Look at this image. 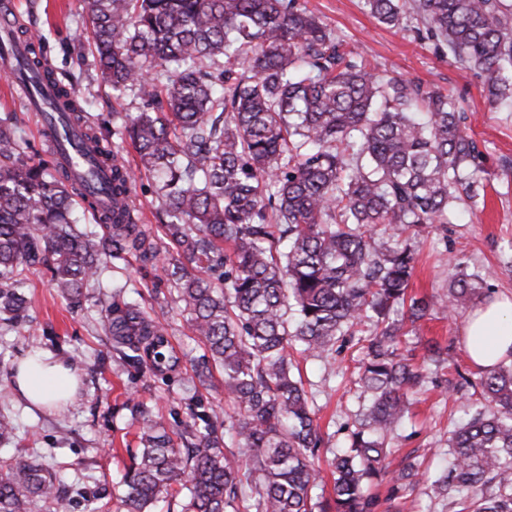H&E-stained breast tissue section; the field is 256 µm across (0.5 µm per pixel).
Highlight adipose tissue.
<instances>
[{"label":"adipose tissue","instance_id":"obj_1","mask_svg":"<svg viewBox=\"0 0 512 512\" xmlns=\"http://www.w3.org/2000/svg\"><path fill=\"white\" fill-rule=\"evenodd\" d=\"M460 338L473 366L482 370L512 355V297L480 304L465 318ZM77 368L68 367L50 351L31 357L25 374L18 378L22 396L37 405L52 406L71 398L78 382Z\"/></svg>","mask_w":512,"mask_h":512}]
</instances>
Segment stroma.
I'll return each instance as SVG.
<instances>
[{
  "label": "stroma",
  "mask_w": 512,
  "mask_h": 512,
  "mask_svg": "<svg viewBox=\"0 0 512 512\" xmlns=\"http://www.w3.org/2000/svg\"><path fill=\"white\" fill-rule=\"evenodd\" d=\"M309 11L346 42L365 46L376 73L400 75L424 87L455 91L466 109L467 132L483 151L487 171L484 208L460 206L452 224H437L417 238V263L409 289L420 297L447 289L448 258H456L466 273L485 278L484 298L512 295V112L492 102L474 70L450 63L440 55L427 33L416 34L377 21L364 0H304ZM19 22L40 29L50 47L49 62L58 78L74 82L87 102L90 124L104 133L113 130L112 115L130 112V97L113 98L112 89L100 79L92 55L78 57L86 40V0H12ZM125 294L139 298L145 308L168 328L175 347L193 361L203 344L189 330L187 316L169 295L162 269H141L131 263L122 275ZM112 267L104 265L98 279L84 290L81 303L64 299L50 282L45 268L31 269L26 293L30 319L21 326L0 325V413L16 424L13 439L0 443V460L32 450L60 472V488L72 500V512H123L116 485L136 452V424L124 402L137 398L158 408L167 425L186 420L182 381L145 378L132 370L118 369L112 361V343L99 322L96 301L112 291ZM468 314L432 312L421 323L420 334L447 347L471 384L480 376L459 337ZM44 349L79 365L82 387L75 401L60 411L28 409L11 389L15 361L33 350ZM360 354L352 341L336 356L335 364L321 360L302 363L313 385L317 421L324 438L323 459L342 448L358 412L352 385ZM427 384L413 397L410 415L400 430L403 452L423 455L426 475L442 466L441 449L449 432L463 424L480 406L470 386L448 391L433 364H426Z\"/></svg>",
  "instance_id": "obj_1"
}]
</instances>
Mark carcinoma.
<instances>
[{
  "instance_id": "cac0c4a2",
  "label": "carcinoma",
  "mask_w": 512,
  "mask_h": 512,
  "mask_svg": "<svg viewBox=\"0 0 512 512\" xmlns=\"http://www.w3.org/2000/svg\"><path fill=\"white\" fill-rule=\"evenodd\" d=\"M378 21L420 30L477 71L512 111V6L505 0H365ZM89 45L103 80L137 111L112 113L121 142L85 120V101L59 82L42 35L16 27L23 69L64 105L45 160L0 117V321L27 317L22 291L43 266L78 302L102 265L133 257L163 270L205 351L184 378L190 421L169 432L133 398L140 452L118 483L125 512H155L173 493L182 512H376L424 483L409 458L389 472L424 367L403 353L420 322L482 296L456 260L448 291L408 295L412 238L485 204L484 154L451 92L383 78L299 0H87ZM128 142L139 162L119 156ZM153 180L164 221L139 223L132 185ZM89 215L99 235L79 229ZM117 361L165 377L181 369L166 329L115 289L99 299ZM369 327L356 380L357 424L333 455L325 493L323 437L302 359H336ZM237 410L197 394L213 371ZM486 410L451 431L434 480L453 512H512V362L479 379ZM50 467L0 461V512H70Z\"/></svg>"
}]
</instances>
